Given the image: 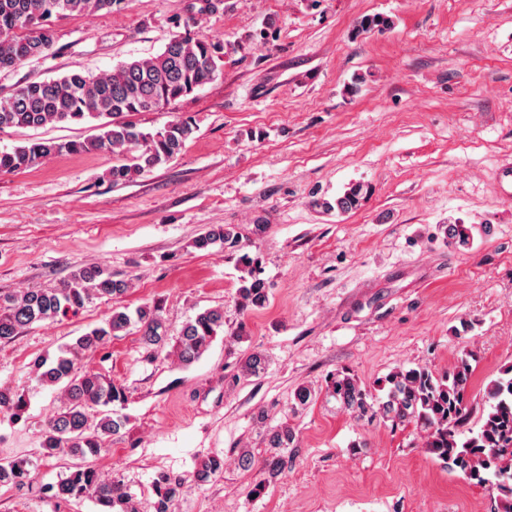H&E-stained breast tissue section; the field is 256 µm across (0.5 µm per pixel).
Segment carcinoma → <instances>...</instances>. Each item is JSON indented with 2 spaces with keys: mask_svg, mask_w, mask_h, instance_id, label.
Listing matches in <instances>:
<instances>
[{
  "mask_svg": "<svg viewBox=\"0 0 512 512\" xmlns=\"http://www.w3.org/2000/svg\"><path fill=\"white\" fill-rule=\"evenodd\" d=\"M124 0H0V71L9 70L45 55L53 45V18L90 15L121 7ZM193 15L175 18V33L162 51L147 59L123 61L108 71L74 72L50 82H29L8 98L0 100V131L6 128H39L53 123H90L96 134L83 140L32 141L0 152V172L27 169L60 154L132 151V163L114 166L108 175L114 183L129 182L155 167L175 159L192 137L191 119L178 117L151 133L127 120L135 112H151L163 102H173L215 80L224 70V46L189 30L198 17L219 10L224 0H198ZM363 199V185H351L335 203L324 202L328 210L347 212ZM221 243L239 247L240 235L230 225H215L199 235L193 246L206 250ZM246 275L237 292L245 305L262 308L268 300L265 281L255 262L242 258ZM128 281L116 279L102 266H85L59 287L0 294V343L15 339L26 326L77 312L94 296L112 299V313L105 323L77 337L50 357L34 361L38 379L63 385L64 408L47 426L39 454L53 458L61 452L82 459L44 493L57 500L90 498L98 512H133L131 495L118 479L103 480L97 469L83 463L104 449L109 438L121 434L127 424L119 415L101 414L90 421L89 410L125 401L124 389L112 379L90 370L79 371L76 360L84 351L104 348L113 336L132 324H141L143 343L165 344L158 309L142 306L130 314L123 304ZM224 329V312L205 309L183 327L174 345L178 361L190 365L199 360ZM475 354L458 358L451 370L436 375L427 367L397 368L385 378L384 395H369L360 381L347 373L327 380V395L358 419L379 421L395 429L414 425L425 432L426 452L449 472H458L471 484L497 493L501 512H512V366L499 371L484 391L481 402L465 403L475 371ZM27 402L24 395L0 387V412L22 418ZM477 421H472L474 414ZM295 432L286 422L270 429L266 438L265 462L269 479H275L294 447ZM36 466L26 459L0 463V487L23 490L35 480ZM224 471V459L211 456L187 477L160 471L152 482L153 512H174V506L188 486L202 488Z\"/></svg>",
  "mask_w": 512,
  "mask_h": 512,
  "instance_id": "carcinoma-1",
  "label": "carcinoma"
}]
</instances>
